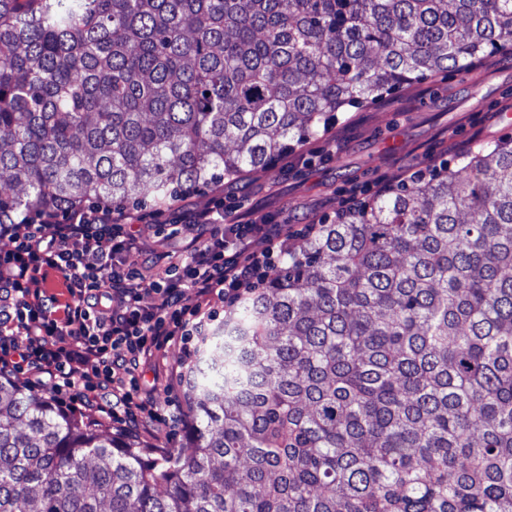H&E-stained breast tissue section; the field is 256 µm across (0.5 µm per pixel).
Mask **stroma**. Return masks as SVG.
Returning a JSON list of instances; mask_svg holds the SVG:
<instances>
[{"label":"stroma","mask_w":512,"mask_h":512,"mask_svg":"<svg viewBox=\"0 0 512 512\" xmlns=\"http://www.w3.org/2000/svg\"><path fill=\"white\" fill-rule=\"evenodd\" d=\"M512 136V52L497 54L489 68H464L429 78L381 98L378 102L339 113L336 122L288 157L264 171L247 172L219 191L188 195L204 203L216 193L245 199L272 223L303 235L309 224L335 217L338 209L363 202L382 181L395 186L410 172L455 160L479 144ZM177 209L155 214L145 210L134 228L140 259L148 261L180 250L170 234ZM186 351L181 341L169 342L164 357L143 365V381L156 399L169 404L178 418L154 421L140 428L130 442L137 448L182 447L185 413L179 382Z\"/></svg>","instance_id":"1"}]
</instances>
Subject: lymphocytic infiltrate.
I'll return each mask as SVG.
<instances>
[{"label": "lymphocytic infiltrate", "mask_w": 512, "mask_h": 512, "mask_svg": "<svg viewBox=\"0 0 512 512\" xmlns=\"http://www.w3.org/2000/svg\"><path fill=\"white\" fill-rule=\"evenodd\" d=\"M232 214L220 197L183 209L172 229L188 238L183 256L159 280L133 258L132 216L110 203L45 209L0 225L12 240L0 253V372L97 407L124 432L160 419L138 382L143 361L174 337L200 335L212 294L229 302L240 297L293 247L285 225L262 217L224 229ZM258 238L265 243L259 251L252 247ZM51 271L61 276L66 303L43 287ZM188 289L199 298L191 309L182 303ZM147 294L153 305H144ZM115 295L123 302L117 311L109 304Z\"/></svg>", "instance_id": "lymphocytic-infiltrate-1"}]
</instances>
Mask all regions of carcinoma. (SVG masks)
Masks as SVG:
<instances>
[{
    "label": "carcinoma",
    "instance_id": "cac0c4a2",
    "mask_svg": "<svg viewBox=\"0 0 512 512\" xmlns=\"http://www.w3.org/2000/svg\"><path fill=\"white\" fill-rule=\"evenodd\" d=\"M512 50V0H0V224L167 206ZM141 459L0 377V512H512V139L336 213Z\"/></svg>",
    "mask_w": 512,
    "mask_h": 512
}]
</instances>
